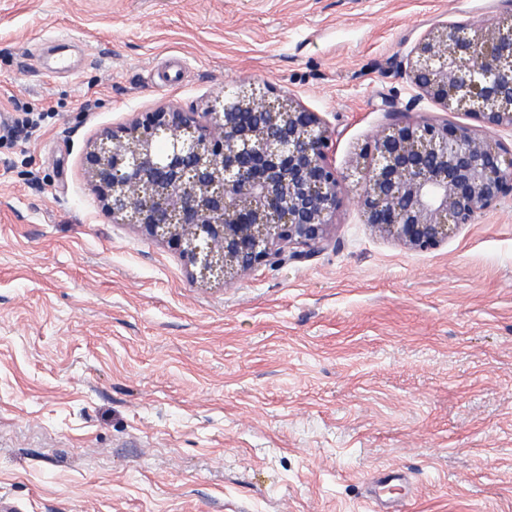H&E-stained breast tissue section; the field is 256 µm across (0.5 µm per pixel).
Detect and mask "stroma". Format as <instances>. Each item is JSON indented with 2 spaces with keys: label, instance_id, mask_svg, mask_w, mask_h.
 Returning a JSON list of instances; mask_svg holds the SVG:
<instances>
[{
  "label": "stroma",
  "instance_id": "35a3bbf8",
  "mask_svg": "<svg viewBox=\"0 0 512 512\" xmlns=\"http://www.w3.org/2000/svg\"><path fill=\"white\" fill-rule=\"evenodd\" d=\"M512 0H0V498L21 512H512V196L420 253L366 224L363 149L477 127L413 85L445 24ZM61 45L68 72L47 76ZM318 113L342 185L322 250L227 283L107 217L88 144L239 86Z\"/></svg>",
  "mask_w": 512,
  "mask_h": 512
}]
</instances>
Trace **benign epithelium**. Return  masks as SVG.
Wrapping results in <instances>:
<instances>
[{"label": "benign epithelium", "mask_w": 512, "mask_h": 512, "mask_svg": "<svg viewBox=\"0 0 512 512\" xmlns=\"http://www.w3.org/2000/svg\"><path fill=\"white\" fill-rule=\"evenodd\" d=\"M408 66L423 95L483 124L408 121L366 147L371 175L356 197L367 223L428 252L512 195V152L492 137L512 128V27L447 24ZM329 148L317 113L243 88L204 112H142L105 131L84 162L107 216L166 243L192 280L211 283L286 251L318 253L341 202Z\"/></svg>", "instance_id": "1"}]
</instances>
